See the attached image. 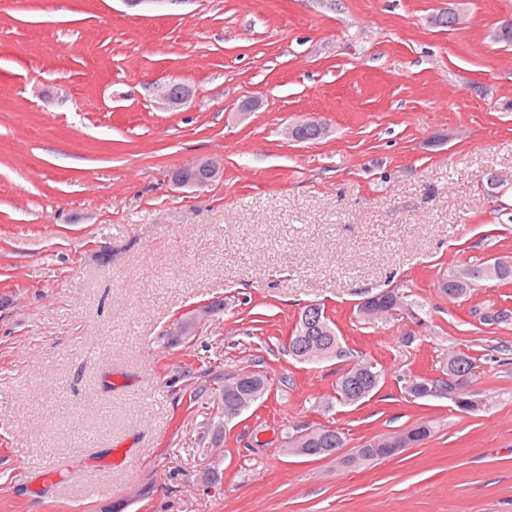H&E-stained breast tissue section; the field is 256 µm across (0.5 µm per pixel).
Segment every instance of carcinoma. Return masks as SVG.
Listing matches in <instances>:
<instances>
[{
  "label": "carcinoma",
  "instance_id": "carcinoma-1",
  "mask_svg": "<svg viewBox=\"0 0 512 512\" xmlns=\"http://www.w3.org/2000/svg\"><path fill=\"white\" fill-rule=\"evenodd\" d=\"M496 278L507 282L512 279V257L500 256L493 262L476 264L465 263L459 266L439 283L440 293L448 300H458L466 297L471 288L489 279ZM395 311H408L412 317L417 314L412 311V303L407 295L396 288L383 290L370 297V302H361L358 314L362 320L374 322L387 317ZM289 350L300 362H311L312 357L320 353L325 359H340L346 356V350L338 336L334 322L327 316L325 307L319 303L304 306L297 318L290 336ZM479 358L465 351H455L448 356V362L443 369V377L429 379L425 376L415 377L422 390H448L447 376L463 373L468 367L478 363ZM382 380V372L371 362H356L344 369L336 382V400L354 405L362 397H370ZM220 382L216 400V418L220 423H227L243 412L250 409V403L244 397L224 393L223 378ZM269 391L267 379L258 373L251 374L242 384L240 392L252 394L259 400ZM451 400L457 409L464 413L472 412L478 406L473 396L459 385L452 390ZM434 434L433 426L422 421L402 431L397 432V446L389 448H374L372 440L360 444L352 455L343 453L347 437L342 429L329 425H318L307 436V442L301 448V456L322 459L330 457L344 467H358L366 463L382 460L398 454L402 449L420 445Z\"/></svg>",
  "mask_w": 512,
  "mask_h": 512
}]
</instances>
